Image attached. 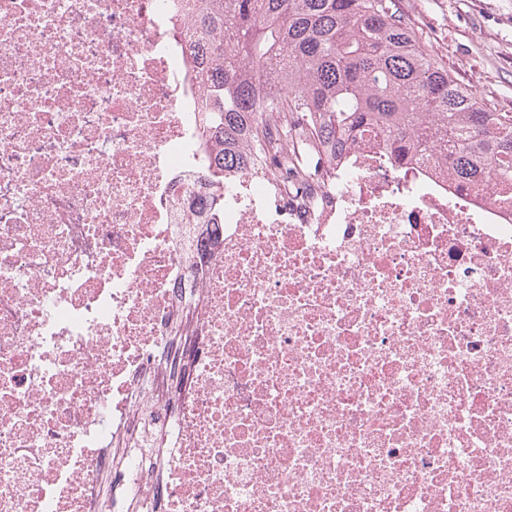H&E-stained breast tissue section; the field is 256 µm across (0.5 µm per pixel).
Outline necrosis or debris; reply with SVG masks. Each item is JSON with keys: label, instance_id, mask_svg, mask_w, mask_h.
<instances>
[{"label": "necrosis or debris", "instance_id": "1", "mask_svg": "<svg viewBox=\"0 0 512 512\" xmlns=\"http://www.w3.org/2000/svg\"><path fill=\"white\" fill-rule=\"evenodd\" d=\"M201 6L0 0V512H512V205L373 129L216 188ZM98 512L112 511V467L100 471L97 479Z\"/></svg>", "mask_w": 512, "mask_h": 512}]
</instances>
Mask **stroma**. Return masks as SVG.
Wrapping results in <instances>:
<instances>
[{
	"label": "stroma",
	"mask_w": 512,
	"mask_h": 512,
	"mask_svg": "<svg viewBox=\"0 0 512 512\" xmlns=\"http://www.w3.org/2000/svg\"><path fill=\"white\" fill-rule=\"evenodd\" d=\"M430 49L487 106L512 113V0H400Z\"/></svg>",
	"instance_id": "obj_1"
}]
</instances>
